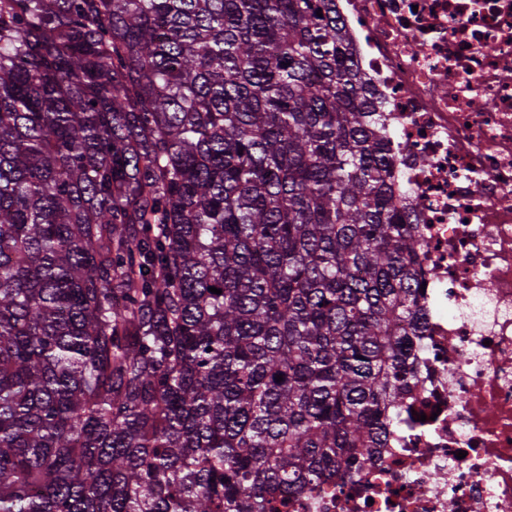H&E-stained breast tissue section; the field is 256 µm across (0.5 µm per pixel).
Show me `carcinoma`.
Wrapping results in <instances>:
<instances>
[{"mask_svg": "<svg viewBox=\"0 0 512 512\" xmlns=\"http://www.w3.org/2000/svg\"><path fill=\"white\" fill-rule=\"evenodd\" d=\"M395 164L336 0H0V512L357 476L426 332Z\"/></svg>", "mask_w": 512, "mask_h": 512, "instance_id": "obj_1", "label": "carcinoma"}]
</instances>
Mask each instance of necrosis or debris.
I'll use <instances>...</instances> for the list:
<instances>
[{
  "mask_svg": "<svg viewBox=\"0 0 512 512\" xmlns=\"http://www.w3.org/2000/svg\"><path fill=\"white\" fill-rule=\"evenodd\" d=\"M422 248L427 337L379 459L288 512H512V0H336Z\"/></svg>",
  "mask_w": 512,
  "mask_h": 512,
  "instance_id": "1",
  "label": "necrosis or debris"
}]
</instances>
